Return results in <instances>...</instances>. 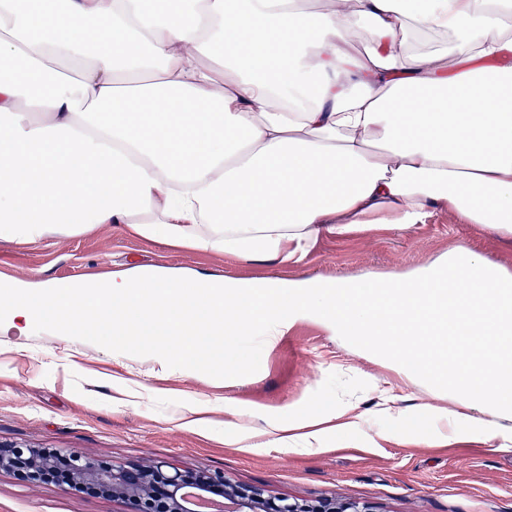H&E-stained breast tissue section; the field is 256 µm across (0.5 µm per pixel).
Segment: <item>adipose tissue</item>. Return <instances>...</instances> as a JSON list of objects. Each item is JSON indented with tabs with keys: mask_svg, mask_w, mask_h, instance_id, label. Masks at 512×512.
Segmentation results:
<instances>
[{
	"mask_svg": "<svg viewBox=\"0 0 512 512\" xmlns=\"http://www.w3.org/2000/svg\"><path fill=\"white\" fill-rule=\"evenodd\" d=\"M191 3L0 0L11 241L116 224L285 264L435 207L512 237V0Z\"/></svg>",
	"mask_w": 512,
	"mask_h": 512,
	"instance_id": "adipose-tissue-1",
	"label": "adipose tissue"
}]
</instances>
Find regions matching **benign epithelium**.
<instances>
[{"label": "benign epithelium", "mask_w": 512, "mask_h": 512, "mask_svg": "<svg viewBox=\"0 0 512 512\" xmlns=\"http://www.w3.org/2000/svg\"><path fill=\"white\" fill-rule=\"evenodd\" d=\"M51 467V458L34 448L24 473L37 476ZM72 483L126 504V512H198V501L219 506L223 512L227 501L233 505L230 512H370L364 505L334 498L309 505L266 497L260 489L235 485L221 473L186 477L162 461L104 466L85 458L74 469Z\"/></svg>", "instance_id": "benign-epithelium-1"}]
</instances>
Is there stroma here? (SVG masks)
I'll return each instance as SVG.
<instances>
[{"mask_svg": "<svg viewBox=\"0 0 512 512\" xmlns=\"http://www.w3.org/2000/svg\"><path fill=\"white\" fill-rule=\"evenodd\" d=\"M463 241L512 274V240L435 208L405 229L357 224L344 235L319 237L287 264L170 247L108 224L22 246L2 233L0 282L34 272L46 281H96L132 266L242 282L389 280L443 263ZM197 402L210 403L213 414L198 428L181 427L179 416ZM229 413L254 433L273 418L291 424L312 414L354 425L325 433L311 448H239L224 425ZM460 421L478 432H457ZM486 423L472 401L351 346L315 315L264 345L257 373L229 379L51 332L0 333V442L108 465L163 460L184 472L221 471L274 497H332L368 504L372 512H512V418H499L495 439L482 433ZM0 512L125 507L55 480L0 471Z\"/></svg>", "mask_w": 512, "mask_h": 512, "instance_id": "obj_1", "label": "stroma"}]
</instances>
